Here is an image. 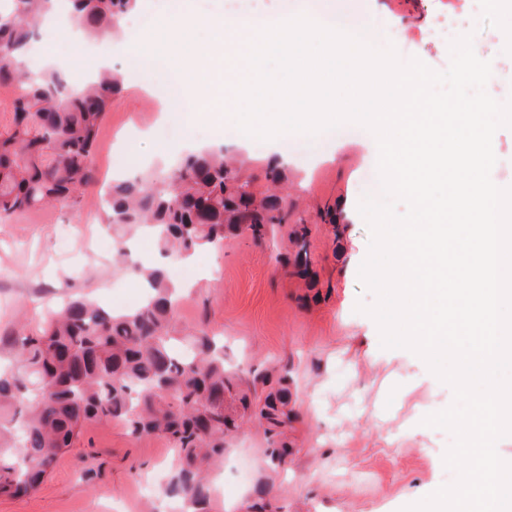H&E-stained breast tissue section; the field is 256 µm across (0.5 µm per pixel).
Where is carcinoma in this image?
Wrapping results in <instances>:
<instances>
[{"label":"carcinoma","instance_id":"cac0c4a2","mask_svg":"<svg viewBox=\"0 0 512 512\" xmlns=\"http://www.w3.org/2000/svg\"><path fill=\"white\" fill-rule=\"evenodd\" d=\"M56 0H12L0 10V86L13 88V112L0 125V222L46 205H69L96 182L90 155L119 80L104 71L74 87L50 67L26 66L36 21ZM73 19L89 37L112 32L136 0H71ZM224 149L187 154L173 177L155 171L105 188L108 223L120 231L118 256L140 229L151 232L165 259L224 245V234L263 238L275 228L304 224L288 195L261 196ZM144 300L115 313L79 295L49 313L35 334L5 339L11 355L0 366V496L38 488L85 426L119 420L135 439L159 436L179 452L166 494L187 512H208V465L224 458V427L238 392L215 338L190 330L195 356L170 347L179 288L166 265L133 264ZM260 417L284 434L288 400L269 394Z\"/></svg>","mask_w":512,"mask_h":512}]
</instances>
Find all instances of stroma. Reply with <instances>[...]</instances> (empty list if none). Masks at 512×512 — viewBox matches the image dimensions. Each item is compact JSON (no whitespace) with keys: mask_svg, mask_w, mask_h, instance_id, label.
I'll list each match as a JSON object with an SVG mask.
<instances>
[{"mask_svg":"<svg viewBox=\"0 0 512 512\" xmlns=\"http://www.w3.org/2000/svg\"><path fill=\"white\" fill-rule=\"evenodd\" d=\"M224 0H138L135 16L161 25L182 11L220 18ZM334 7L351 27L374 34L372 44L394 45L401 60L416 57L434 70L450 63L448 42L435 39L439 22L466 30L481 59L490 61L486 90L512 98V18L482 0H252L268 17ZM69 22L58 17L36 25L34 65L54 62L70 84L83 83L95 57L76 52ZM152 66L124 78L101 123L91 153L99 178L74 206H46L0 222V338L37 332L48 313L84 294L121 309L141 285L101 239L115 240L100 182L146 169L172 172L187 152L207 144L245 140L246 175L265 190L264 166L285 156L288 192L307 220V275L290 262L297 252L293 226L273 237L230 235L220 249L196 254V276L177 309L179 326L204 330L224 346L246 405L234 411L224 461L210 475L219 512H401L455 481L443 464L450 432L424 426L423 418L449 407L453 391L426 363L405 349H385L375 321L357 303L375 296L358 277L370 230L358 211L367 176L377 173L365 128L345 139L323 137L312 151L283 136L244 137L232 114L223 123L186 125L182 113L165 112L153 83L171 79L166 33L148 49ZM218 266L221 277L209 270ZM288 378V457L274 462L269 436L256 415L264 378ZM177 451L164 438H132L119 421L88 425L58 457L39 488L0 497V512H183L145 485L167 481ZM265 483L264 498L254 488Z\"/></svg>","mask_w":512,"mask_h":512,"instance_id":"stroma-1","label":"stroma"}]
</instances>
